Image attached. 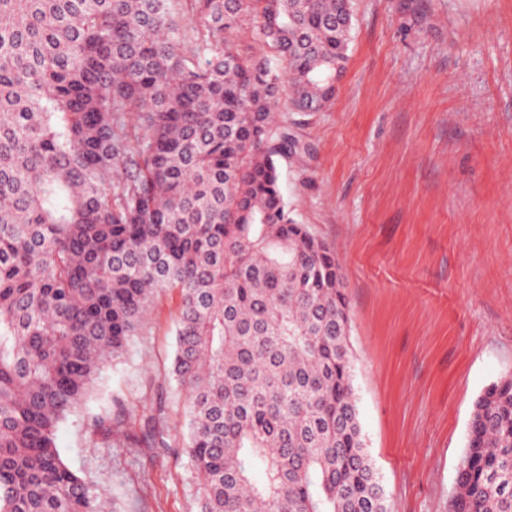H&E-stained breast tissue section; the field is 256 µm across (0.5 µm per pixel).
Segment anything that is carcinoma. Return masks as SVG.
I'll use <instances>...</instances> for the list:
<instances>
[{
    "label": "carcinoma",
    "mask_w": 512,
    "mask_h": 512,
    "mask_svg": "<svg viewBox=\"0 0 512 512\" xmlns=\"http://www.w3.org/2000/svg\"><path fill=\"white\" fill-rule=\"evenodd\" d=\"M352 25L350 0H0V512H104L56 431L167 289L198 512H389L342 267L279 184L281 86L322 111ZM457 485L450 512H512V376Z\"/></svg>",
    "instance_id": "carcinoma-1"
}]
</instances>
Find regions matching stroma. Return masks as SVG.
<instances>
[{
	"instance_id": "1",
	"label": "stroma",
	"mask_w": 512,
	"mask_h": 512,
	"mask_svg": "<svg viewBox=\"0 0 512 512\" xmlns=\"http://www.w3.org/2000/svg\"><path fill=\"white\" fill-rule=\"evenodd\" d=\"M320 112L280 106L303 148L280 187L335 252L364 447L390 512H448L479 395L512 375V0H352ZM178 294L59 424L65 463L114 512H198L184 395L165 372ZM167 447L146 440L153 416Z\"/></svg>"
}]
</instances>
